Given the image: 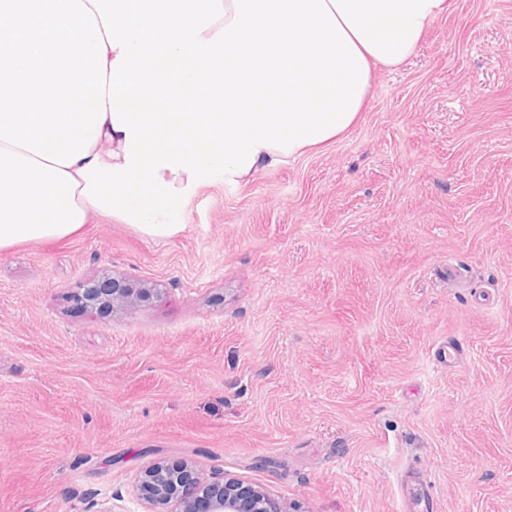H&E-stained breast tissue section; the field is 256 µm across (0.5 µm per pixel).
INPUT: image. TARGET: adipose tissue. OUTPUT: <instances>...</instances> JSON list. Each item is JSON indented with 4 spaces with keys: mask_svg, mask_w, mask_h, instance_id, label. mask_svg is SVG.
Instances as JSON below:
<instances>
[{
    "mask_svg": "<svg viewBox=\"0 0 512 512\" xmlns=\"http://www.w3.org/2000/svg\"><path fill=\"white\" fill-rule=\"evenodd\" d=\"M448 0H0V251L91 216L166 240L207 181L349 131Z\"/></svg>",
    "mask_w": 512,
    "mask_h": 512,
    "instance_id": "adipose-tissue-1",
    "label": "adipose tissue"
}]
</instances>
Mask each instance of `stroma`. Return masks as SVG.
Instances as JSON below:
<instances>
[{
  "label": "stroma",
  "instance_id": "1",
  "mask_svg": "<svg viewBox=\"0 0 512 512\" xmlns=\"http://www.w3.org/2000/svg\"><path fill=\"white\" fill-rule=\"evenodd\" d=\"M449 4L346 136L214 174L177 236L0 252V512H141L160 459L306 512H411V469L435 512H512V0ZM104 270L161 293L75 307Z\"/></svg>",
  "mask_w": 512,
  "mask_h": 512
}]
</instances>
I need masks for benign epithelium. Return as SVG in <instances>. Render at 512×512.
Segmentation results:
<instances>
[{
    "instance_id": "1",
    "label": "benign epithelium",
    "mask_w": 512,
    "mask_h": 512,
    "mask_svg": "<svg viewBox=\"0 0 512 512\" xmlns=\"http://www.w3.org/2000/svg\"><path fill=\"white\" fill-rule=\"evenodd\" d=\"M155 295L147 283L104 273L82 283L71 299L84 310L131 315ZM133 492L142 512H304L264 487L224 472L196 474L185 462L153 463L136 477Z\"/></svg>"
}]
</instances>
